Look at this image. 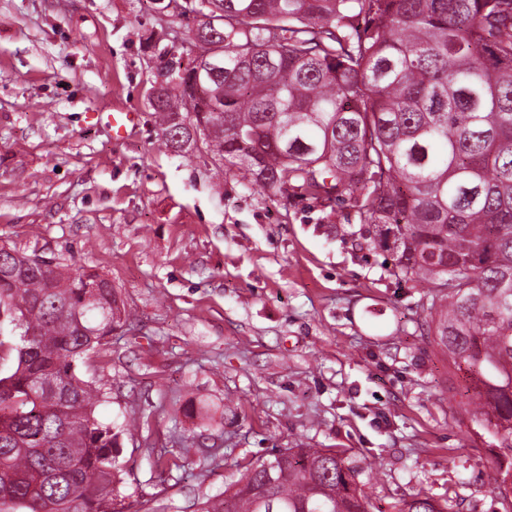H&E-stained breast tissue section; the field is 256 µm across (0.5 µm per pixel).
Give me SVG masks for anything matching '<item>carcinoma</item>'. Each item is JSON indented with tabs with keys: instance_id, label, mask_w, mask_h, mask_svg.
Wrapping results in <instances>:
<instances>
[{
	"instance_id": "cac0c4a2",
	"label": "carcinoma",
	"mask_w": 512,
	"mask_h": 512,
	"mask_svg": "<svg viewBox=\"0 0 512 512\" xmlns=\"http://www.w3.org/2000/svg\"><path fill=\"white\" fill-rule=\"evenodd\" d=\"M214 63L220 111L156 92L163 144L201 145L273 196L347 194L394 274L426 288L427 335L475 384L476 427L493 439L489 483L512 501V0H192ZM196 113H190V109ZM128 321L106 278L42 267L0 239V512H126L114 455L137 421L95 416L106 392L80 365ZM4 336L15 340L6 342ZM189 452L159 455L161 471ZM368 512L356 470L334 448L278 449L195 512ZM396 512H448L429 497Z\"/></svg>"
}]
</instances>
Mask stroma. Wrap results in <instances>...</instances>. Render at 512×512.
<instances>
[{
  "mask_svg": "<svg viewBox=\"0 0 512 512\" xmlns=\"http://www.w3.org/2000/svg\"><path fill=\"white\" fill-rule=\"evenodd\" d=\"M172 36L154 0H0V239L96 268L132 315L87 371L101 421H146L117 450L132 512H185L297 442L346 449L370 512H507L469 380L349 198L272 197L165 148L148 92ZM118 105L122 140L88 119ZM184 438V468L156 470Z\"/></svg>",
  "mask_w": 512,
  "mask_h": 512,
  "instance_id": "1",
  "label": "stroma"
}]
</instances>
